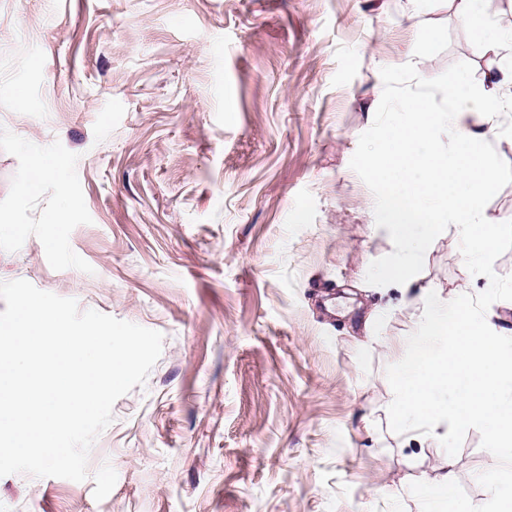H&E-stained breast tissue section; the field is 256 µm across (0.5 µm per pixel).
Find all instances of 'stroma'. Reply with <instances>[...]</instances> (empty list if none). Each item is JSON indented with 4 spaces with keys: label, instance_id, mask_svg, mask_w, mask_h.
<instances>
[{
    "label": "stroma",
    "instance_id": "35a3bbf8",
    "mask_svg": "<svg viewBox=\"0 0 512 512\" xmlns=\"http://www.w3.org/2000/svg\"><path fill=\"white\" fill-rule=\"evenodd\" d=\"M421 49L443 90L497 66L453 0H0V282L164 337L88 478L0 477V512H422L448 462L486 506L484 428L409 441L389 411L423 304L375 279L372 158ZM489 138V265L450 223L418 276L512 323V104ZM36 153L65 170L30 190Z\"/></svg>",
    "mask_w": 512,
    "mask_h": 512
}]
</instances>
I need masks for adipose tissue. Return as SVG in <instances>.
<instances>
[{
  "label": "adipose tissue",
  "instance_id": "obj_1",
  "mask_svg": "<svg viewBox=\"0 0 512 512\" xmlns=\"http://www.w3.org/2000/svg\"><path fill=\"white\" fill-rule=\"evenodd\" d=\"M470 35L486 52L499 53L512 42L492 23L482 0H454ZM503 78L489 75L482 85L456 92L448 107H436L430 91L398 100L409 120L389 131L373 160L375 174L393 183L382 206L393 229L397 253L378 276L384 284L410 292L417 269L434 243L442 221L455 224L471 245L473 264L493 254L498 227L483 211L495 186L486 159L487 123L501 112ZM453 127L460 148L447 157L435 140L437 129ZM426 318L405 343L389 409L401 433L411 440L447 442L451 432L487 428L504 466L489 480L493 512H512V327H494L470 307L435 293L425 296ZM429 512H476L455 489L453 471L424 485Z\"/></svg>",
  "mask_w": 512,
  "mask_h": 512
}]
</instances>
